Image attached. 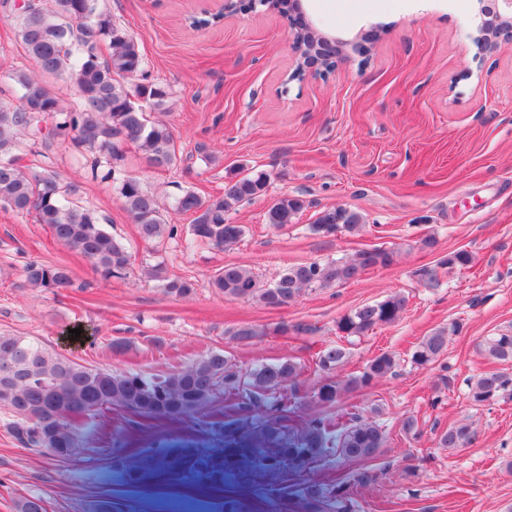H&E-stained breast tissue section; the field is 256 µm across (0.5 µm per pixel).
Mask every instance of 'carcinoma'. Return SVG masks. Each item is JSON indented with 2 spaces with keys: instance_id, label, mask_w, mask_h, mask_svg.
<instances>
[{
  "instance_id": "cac0c4a2",
  "label": "carcinoma",
  "mask_w": 512,
  "mask_h": 512,
  "mask_svg": "<svg viewBox=\"0 0 512 512\" xmlns=\"http://www.w3.org/2000/svg\"><path fill=\"white\" fill-rule=\"evenodd\" d=\"M12 13L15 34L38 73L13 72L12 80L21 91L19 102L0 99V207L31 215L36 223L46 225L58 242L87 259L102 279H124L131 269L128 248L81 203L78 183L40 164L20 163L23 142L19 135L26 133L34 145L48 147L58 138H68L87 148L93 154L91 176L112 182L140 238L147 243L174 240L177 225L168 223L141 179L113 164L120 158L122 142L137 144L154 169H169L180 162L171 126L150 118L152 111L167 110L169 93L158 83L129 86L118 80L143 75L145 62L136 42L100 8L99 0H24ZM101 42L108 44L106 56L98 51ZM43 75L59 77L75 87L76 100L65 102L63 93L47 87ZM267 188L266 174H246L225 184L224 191L216 195L203 197L183 190L174 198L173 207L193 216L190 241L222 249L238 244L245 235L244 225L230 223L229 215L242 203L265 195ZM305 208L301 197L283 195L268 208L267 223L277 228L294 224ZM363 221L357 210L330 207L318 211L308 229L323 236L338 232L354 236L365 227ZM474 261L471 251L457 249L437 260V265L462 270ZM395 262L391 249L366 248L347 259L288 266L269 285L252 270L228 264L214 272L211 286L228 300L286 309L306 290L348 283L368 270ZM22 275L28 286L45 291L72 285L71 270L62 264L30 261ZM142 275L173 298L195 292L193 280L169 275L161 263L143 267ZM406 306L405 296L391 295L342 316L336 331L345 339L364 336L400 320ZM457 328L453 323L423 337L411 353V363L427 366L438 361L448 346V332ZM481 349L494 362L512 363V329L486 337ZM346 355L341 345L318 353L316 365L326 374L316 392L318 403L332 405L342 391L366 388L395 373L398 365L395 354L384 352L341 384L330 374L343 365ZM1 374L10 377L8 391L0 389V409L13 417L11 436L23 448L46 451L56 458L63 450L69 458L78 454L83 447L80 422L90 414L120 407L147 419L183 418L207 406L221 391L237 399L232 408L238 412V417L222 426L229 442L224 462H249L281 484L331 454L344 463L371 459L387 442L384 426L368 418L359 417L336 430L319 415L291 424L288 398L282 395L298 374V365L291 360L242 371L224 351L214 350L185 367L146 375L137 370L88 367L48 350L30 336L1 330ZM467 398L479 406L512 400V373L492 371L470 380ZM476 436L469 424L457 423L440 433L438 445L463 448ZM373 481L371 472L362 471L352 483H304L299 494L307 512H323L328 505L345 512L353 489Z\"/></svg>"
}]
</instances>
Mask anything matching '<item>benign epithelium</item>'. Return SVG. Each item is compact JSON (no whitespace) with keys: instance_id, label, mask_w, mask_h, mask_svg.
<instances>
[{"instance_id":"7a95c632","label":"benign epithelium","mask_w":512,"mask_h":512,"mask_svg":"<svg viewBox=\"0 0 512 512\" xmlns=\"http://www.w3.org/2000/svg\"><path fill=\"white\" fill-rule=\"evenodd\" d=\"M236 2L237 0H215L216 7L203 10L202 15L212 17L214 25L220 26L225 20L236 15ZM500 2L502 10L499 11L485 5L484 0H478L480 21L477 26L478 35L473 39L476 48L474 58L477 60L493 54L506 41L512 44V0ZM288 23L290 36H295L297 31L303 29L314 39V47L307 54L304 70L301 71L303 76H321L327 73L336 63V59L343 55L344 48L348 45L357 53L366 55L377 40L376 34L372 32L351 43L324 35L307 20L303 0H288Z\"/></svg>"}]
</instances>
